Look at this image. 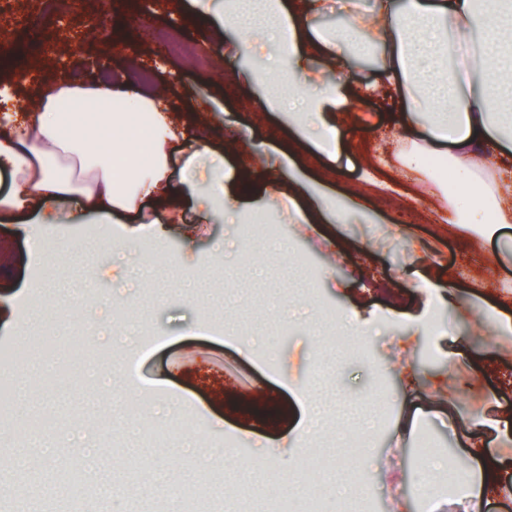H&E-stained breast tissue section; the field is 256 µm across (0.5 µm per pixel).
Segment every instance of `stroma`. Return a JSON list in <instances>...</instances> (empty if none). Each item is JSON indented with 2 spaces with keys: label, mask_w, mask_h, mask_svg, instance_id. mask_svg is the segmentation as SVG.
<instances>
[{
  "label": "stroma",
  "mask_w": 512,
  "mask_h": 512,
  "mask_svg": "<svg viewBox=\"0 0 512 512\" xmlns=\"http://www.w3.org/2000/svg\"><path fill=\"white\" fill-rule=\"evenodd\" d=\"M148 28L113 11L105 33L83 28L69 44L71 81H89L94 57L111 52L117 73L152 70V88L169 103L171 183L175 209L154 200L141 213L85 215L79 224L22 229L0 218V372L26 393L0 397V495L7 512H272L278 487L263 470L262 451L298 474L300 457L357 464L370 512H466L457 489L436 487L420 469L421 437L458 472L474 471L476 452L512 457V224L479 237L444 223L445 202L411 186L402 195L375 191L363 179L378 155L402 151L397 110L388 91L357 100L337 120L345 134L327 156L298 142L282 113L234 75L243 58L225 54L202 9L189 0H154ZM163 30L178 32L210 59L199 67L171 56L172 70L154 67ZM224 157L234 184V223L201 215L185 198L184 174L205 160L201 146ZM287 153L299 173L337 197L366 206L349 223L311 221L299 197L273 198L262 159ZM434 213L412 221L417 200ZM278 225L283 248L245 237L256 221ZM53 246L43 256L38 239ZM88 297L73 300L74 289ZM162 337L135 349L125 323ZM362 331L357 353L325 342L331 323ZM47 335L49 360L5 358L22 341ZM109 358L132 354L135 379L113 398L95 378H73L75 346ZM336 366L335 389L353 404L381 406L366 442L373 460H356L347 440L357 425L333 417L307 437L299 432L325 364ZM150 401L169 436L128 434L125 425ZM239 438L237 448L227 447ZM112 457L118 501L98 495L99 473L83 443ZM56 449L35 474L17 470L16 453ZM235 471L225 494L216 460ZM173 467L171 484L144 497L153 470Z\"/></svg>",
  "instance_id": "1"
}]
</instances>
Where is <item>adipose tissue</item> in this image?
Returning <instances> with one entry per match:
<instances>
[{
    "instance_id": "obj_1",
    "label": "adipose tissue",
    "mask_w": 512,
    "mask_h": 512,
    "mask_svg": "<svg viewBox=\"0 0 512 512\" xmlns=\"http://www.w3.org/2000/svg\"><path fill=\"white\" fill-rule=\"evenodd\" d=\"M325 0H225L212 16L218 31L233 30L226 51L247 58L236 78L266 92L300 139L323 152L337 150L338 112L379 85L395 88L397 125L421 153L455 163L454 223L484 233L512 223V0H376L373 13L345 0L346 20L334 35L314 21ZM379 50V77L350 90L326 83L321 58L343 66L352 48ZM36 112H9L0 124V215L38 212L43 224L60 221L59 205L79 198L81 209L101 215L135 209L170 192V141L175 131L160 95L122 81L53 82L36 87ZM147 128L148 148L134 131ZM507 158L492 187L474 179L495 156ZM188 181L193 202L210 212L228 191L224 158ZM299 189L318 213L343 222L361 201H336L323 186L302 179Z\"/></svg>"
}]
</instances>
